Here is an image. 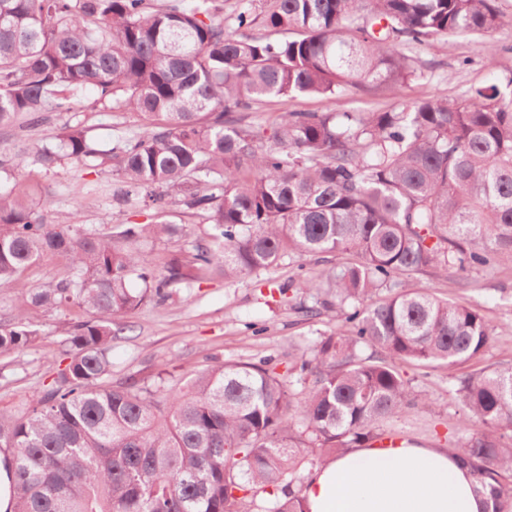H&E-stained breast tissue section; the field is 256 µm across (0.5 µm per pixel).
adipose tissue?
<instances>
[{
  "label": "adipose tissue",
  "mask_w": 512,
  "mask_h": 512,
  "mask_svg": "<svg viewBox=\"0 0 512 512\" xmlns=\"http://www.w3.org/2000/svg\"><path fill=\"white\" fill-rule=\"evenodd\" d=\"M310 512H485L456 453L400 444L356 448L321 468L305 491Z\"/></svg>",
  "instance_id": "adipose-tissue-1"
}]
</instances>
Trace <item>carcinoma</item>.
Returning <instances> with one entry per match:
<instances>
[{"instance_id": "cac0c4a2", "label": "carcinoma", "mask_w": 512, "mask_h": 512, "mask_svg": "<svg viewBox=\"0 0 512 512\" xmlns=\"http://www.w3.org/2000/svg\"><path fill=\"white\" fill-rule=\"evenodd\" d=\"M497 0H258L224 28V0H0V126L46 112L118 105L156 122L101 150L80 129L0 157V287L44 252L71 275L24 298L0 325V354L36 336L28 306L72 303L68 363L20 413L0 410L11 512H307L311 458L361 448L424 395L401 366L454 367L488 348L474 308L405 286L512 265V95L492 83L384 112H287L271 130L243 122L266 99L333 98L416 75L402 47L492 37ZM269 32L251 34L255 26ZM107 158L154 221L102 232L44 220L25 167ZM209 240L155 269L141 251L172 239L173 199ZM350 254L296 287L303 307L347 324L280 374L267 357L217 360L176 392L130 377L111 385L112 341L129 312L219 273L266 271L285 255ZM456 448L488 512H512V366L456 379Z\"/></svg>"}]
</instances>
